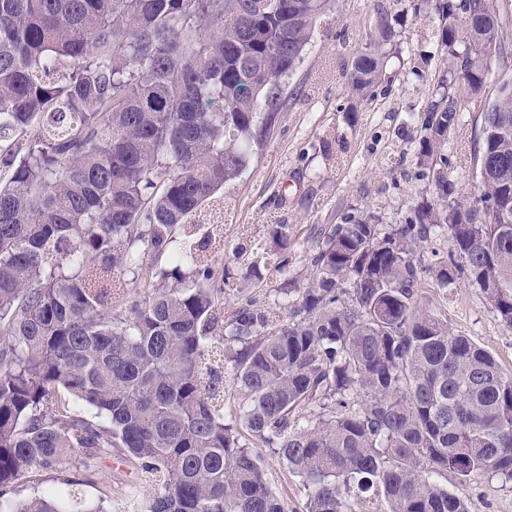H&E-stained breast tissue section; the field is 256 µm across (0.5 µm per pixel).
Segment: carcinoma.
<instances>
[{
    "mask_svg": "<svg viewBox=\"0 0 512 512\" xmlns=\"http://www.w3.org/2000/svg\"><path fill=\"white\" fill-rule=\"evenodd\" d=\"M333 2L0 0V512H104L22 480L92 474L114 450L155 487L131 512H287L259 447L305 512L367 494L468 512L432 473L512 481V374L418 302L464 282L512 329V79L480 115L477 195L457 193L447 149L507 39L503 0H434L446 70L414 153L430 197L385 229L345 215L302 277L290 225H269L264 268L287 287L224 311L223 228L200 214L247 168ZM401 28L379 14L351 97H372ZM431 236L448 250L424 256ZM252 452L261 456L268 481L287 503L288 512H305L306 497L300 480L291 475L268 448H254Z\"/></svg>",
    "mask_w": 512,
    "mask_h": 512,
    "instance_id": "obj_1",
    "label": "carcinoma"
}]
</instances>
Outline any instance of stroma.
<instances>
[{"label": "stroma", "instance_id": "stroma-1", "mask_svg": "<svg viewBox=\"0 0 512 512\" xmlns=\"http://www.w3.org/2000/svg\"><path fill=\"white\" fill-rule=\"evenodd\" d=\"M420 0H338L318 23L312 45L283 94V107L248 168L224 188V260L231 284H239L247 266L262 259L266 230L290 225V269L304 268V257L325 229L343 213L372 208L382 223L399 222L429 187L414 163L427 99L444 68L439 19L416 11ZM404 15L401 55L373 97L347 106L346 72L377 19L378 10ZM512 79V39L503 56L493 57L484 96L466 101L461 125L448 142L449 175L461 196H472L476 175L471 158L478 130L475 120L500 82ZM424 301L446 317L454 333L471 338L512 373V329L504 327L477 289L467 286L449 295L433 288ZM267 478L288 512H305L298 478L269 449H260ZM94 483L80 491L91 502L112 498V512H125L130 499L146 494L139 463L119 453L102 455ZM437 482L462 498L468 512H512V483L485 476L459 480L441 473Z\"/></svg>", "mask_w": 512, "mask_h": 512}]
</instances>
